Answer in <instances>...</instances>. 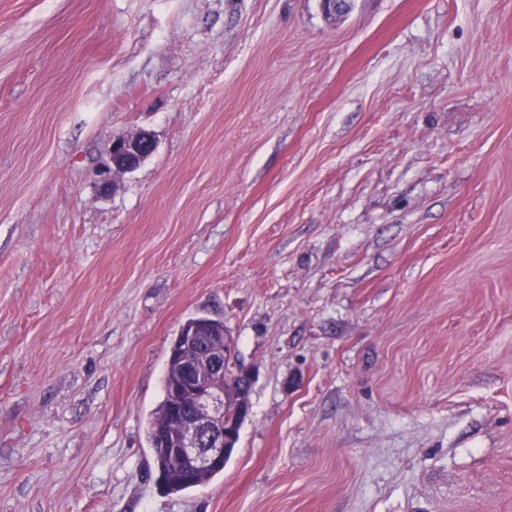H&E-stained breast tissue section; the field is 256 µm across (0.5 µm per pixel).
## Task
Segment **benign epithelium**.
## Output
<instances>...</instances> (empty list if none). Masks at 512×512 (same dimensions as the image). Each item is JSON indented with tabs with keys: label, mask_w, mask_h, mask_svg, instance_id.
<instances>
[{
	"label": "benign epithelium",
	"mask_w": 512,
	"mask_h": 512,
	"mask_svg": "<svg viewBox=\"0 0 512 512\" xmlns=\"http://www.w3.org/2000/svg\"><path fill=\"white\" fill-rule=\"evenodd\" d=\"M157 142L146 132L112 141L108 160L98 172L101 189L109 190L112 172L133 171L154 153ZM205 318L180 336L186 346L206 335ZM225 352L201 349L179 360V381L169 404L172 425L159 434L161 447L172 449L178 469L186 477L224 467L228 448L239 441L240 430L250 416L248 396L255 382L250 368L241 369L235 388L224 378Z\"/></svg>",
	"instance_id": "1"
}]
</instances>
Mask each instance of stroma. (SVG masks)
I'll return each mask as SVG.
<instances>
[{
  "label": "stroma",
  "instance_id": "35a3bbf8",
  "mask_svg": "<svg viewBox=\"0 0 512 512\" xmlns=\"http://www.w3.org/2000/svg\"><path fill=\"white\" fill-rule=\"evenodd\" d=\"M196 316L256 382L168 494ZM0 512H512V0H0ZM156 148V140L146 132L131 137L114 138L109 158L98 172L100 188L109 190L113 171H134Z\"/></svg>",
  "mask_w": 512,
  "mask_h": 512
}]
</instances>
